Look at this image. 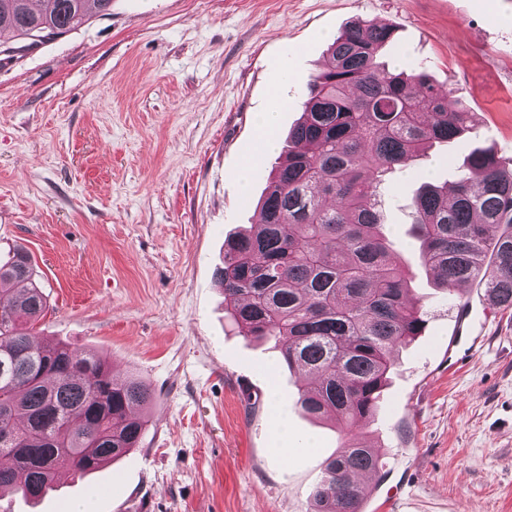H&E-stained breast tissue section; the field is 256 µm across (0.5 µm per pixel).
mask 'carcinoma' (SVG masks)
I'll list each match as a JSON object with an SVG mask.
<instances>
[{"label": "carcinoma", "mask_w": 512, "mask_h": 512, "mask_svg": "<svg viewBox=\"0 0 512 512\" xmlns=\"http://www.w3.org/2000/svg\"><path fill=\"white\" fill-rule=\"evenodd\" d=\"M0 0V32L15 52L88 21L89 0ZM396 26L356 21L308 83L302 120L288 133L260 200L262 221L231 239L216 277L245 336L272 339L309 381L301 410L347 426L370 419L396 354L426 323L409 301L400 255L383 231L381 185L428 147L470 130L471 113L422 70L379 61ZM512 162L477 148L451 180L417 190L412 229L423 265L448 295L474 282L512 308ZM48 304L29 253L0 260V492L36 502L54 462L84 477L137 447L150 387L112 377L106 359L50 345L36 331ZM378 451L349 440L326 464L309 512H360L358 476L382 470Z\"/></svg>", "instance_id": "1"}]
</instances>
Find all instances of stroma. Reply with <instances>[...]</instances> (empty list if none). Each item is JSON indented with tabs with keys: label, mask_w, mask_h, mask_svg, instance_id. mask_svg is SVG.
Segmentation results:
<instances>
[{
	"label": "stroma",
	"mask_w": 512,
	"mask_h": 512,
	"mask_svg": "<svg viewBox=\"0 0 512 512\" xmlns=\"http://www.w3.org/2000/svg\"><path fill=\"white\" fill-rule=\"evenodd\" d=\"M358 20L395 24L384 61L425 68L474 124L386 186L385 229L426 324L351 431L385 461L362 479L361 512H512V309L474 285L436 290L411 226L422 182L476 147L512 156V0H112L0 53V256L31 253L46 342L104 354L153 392L137 448L35 505L0 493V512H67L94 487L96 512H309L346 433L305 415L298 372L229 321L216 270L258 220L276 156H258L256 119L273 82L289 101L282 141Z\"/></svg>",
	"instance_id": "obj_1"
}]
</instances>
